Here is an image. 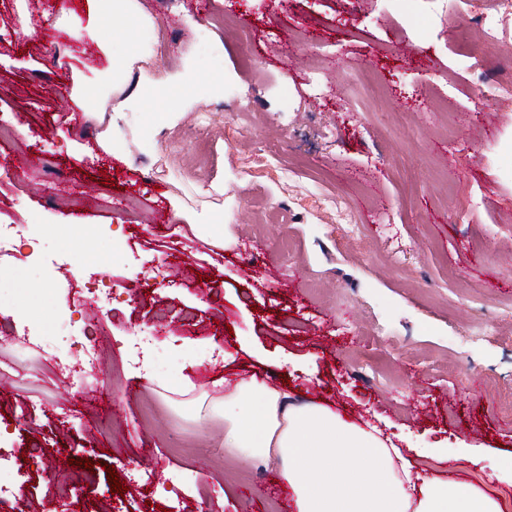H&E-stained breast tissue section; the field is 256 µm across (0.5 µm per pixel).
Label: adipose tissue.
Segmentation results:
<instances>
[{
	"label": "adipose tissue",
	"instance_id": "ef3b65f1",
	"mask_svg": "<svg viewBox=\"0 0 512 512\" xmlns=\"http://www.w3.org/2000/svg\"><path fill=\"white\" fill-rule=\"evenodd\" d=\"M108 15L121 23L106 36L100 25ZM132 23L155 27L144 0H84L80 9H57L52 26L77 39L90 37L110 56L113 41L129 37ZM192 56V45H183L181 70L142 74L129 91L126 77L146 56L113 59L112 95L99 114L105 123L96 138L101 152L127 159L130 141L149 152L156 130L181 121L193 106L188 93L195 80ZM150 109L155 122L148 130L138 118ZM171 209L174 221L202 225L205 244L223 245V207L200 213L175 198ZM212 411L224 419L226 463L233 468L276 465L293 512H504L499 500L469 481L414 474L411 459L377 426L324 405L294 403L285 388L257 377L225 381L224 396Z\"/></svg>",
	"mask_w": 512,
	"mask_h": 512
}]
</instances>
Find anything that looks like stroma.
Instances as JSON below:
<instances>
[{"label":"stroma","mask_w":512,"mask_h":512,"mask_svg":"<svg viewBox=\"0 0 512 512\" xmlns=\"http://www.w3.org/2000/svg\"><path fill=\"white\" fill-rule=\"evenodd\" d=\"M19 2L0 0V121L19 134L0 145V164L42 165L0 185V218L30 229L0 278V445L24 486L8 512H72L89 487L88 512H288L275 467L225 479L223 420L179 403L182 376L215 399L229 371L386 418L420 468L436 443L451 456L475 447L483 460L468 480L512 508V485L493 475L512 454L497 394L512 352L454 342L481 322L512 331V105L482 97L465 68L472 58L484 75L512 77V12L489 52L476 37L459 47L446 16L462 0H147L157 27L132 28L114 57L143 51L174 71L189 42L201 79L193 109L125 165L70 148L99 131L70 98L69 67L97 64L94 45L62 37L55 64L22 34ZM436 97L451 100L454 135ZM218 177L234 237L225 251L169 205L176 195L210 208L202 190ZM452 190L478 206L459 210ZM319 196L350 204L370 250L337 241ZM265 209L284 223H264ZM79 228L91 255L72 263L65 239ZM70 279L111 285V304L74 308ZM27 327L54 351L35 367L19 358ZM146 333L170 366L162 394L126 349ZM218 336L235 362L197 364ZM85 345L98 363L76 385L55 357L78 360ZM363 353L387 357L388 380L350 362ZM110 466L124 494L111 493Z\"/></svg>","instance_id":"stroma-1"}]
</instances>
